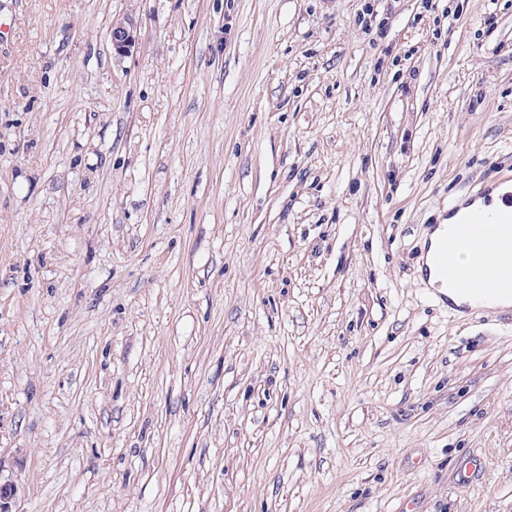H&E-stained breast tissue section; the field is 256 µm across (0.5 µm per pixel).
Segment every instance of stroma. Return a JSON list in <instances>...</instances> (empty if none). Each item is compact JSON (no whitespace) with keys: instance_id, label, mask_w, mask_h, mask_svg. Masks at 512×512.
<instances>
[{"instance_id":"stroma-1","label":"stroma","mask_w":512,"mask_h":512,"mask_svg":"<svg viewBox=\"0 0 512 512\" xmlns=\"http://www.w3.org/2000/svg\"><path fill=\"white\" fill-rule=\"evenodd\" d=\"M500 178L512 0H0L16 512H512V307L420 269ZM109 37L112 49L117 55L129 54L138 45L136 32H134V28L130 24L116 23L112 25Z\"/></svg>"}]
</instances>
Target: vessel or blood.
I'll return each instance as SVG.
<instances>
[{"mask_svg": "<svg viewBox=\"0 0 512 512\" xmlns=\"http://www.w3.org/2000/svg\"><path fill=\"white\" fill-rule=\"evenodd\" d=\"M468 254V267L459 264ZM437 287L451 286L463 295L492 301L512 296V185L485 194L483 207L450 225L435 249Z\"/></svg>", "mask_w": 512, "mask_h": 512, "instance_id": "vessel-or-blood-1", "label": "vessel or blood"}]
</instances>
